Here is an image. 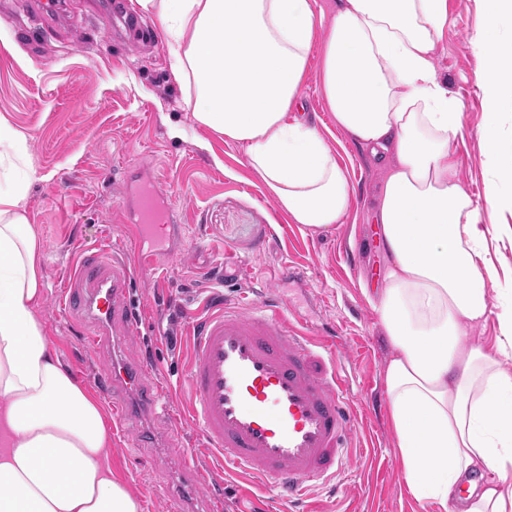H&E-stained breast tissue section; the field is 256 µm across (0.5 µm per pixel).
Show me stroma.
I'll use <instances>...</instances> for the list:
<instances>
[{
	"label": "stroma",
	"instance_id": "stroma-1",
	"mask_svg": "<svg viewBox=\"0 0 512 512\" xmlns=\"http://www.w3.org/2000/svg\"><path fill=\"white\" fill-rule=\"evenodd\" d=\"M110 2L64 0L60 12L41 16L33 0H0V27L9 33L0 40V118L27 136L35 158L27 212L42 244L40 316L59 362L78 372L107 413L112 405L96 380L116 361L151 364L152 380L167 396V415L133 419L146 437L143 446L133 447L128 434L113 428V471L139 497L143 512H174L162 490L178 482L181 469L165 442L170 436L189 446L197 442L183 419L191 345L186 314L211 293L232 299L239 288H254L283 297L314 335L335 336L351 379L354 446L337 485L314 489L317 512H444L439 503L415 499L404 481L382 381L388 346L361 288L384 264L371 226L383 173L328 111L318 49L310 51L304 113L347 169L356 195L342 224L314 231L291 223L266 196L245 164L242 145L201 127L185 139L169 137L168 124L193 126L183 107L190 89L171 73L155 18L138 16L141 27L155 30L152 41L129 47L115 41ZM484 15V0H448V28L434 55L463 106L465 135L454 155L460 180L477 199L488 167L485 104L476 83L483 63L472 36ZM139 166L157 170L161 185L171 189L186 228V251L156 274L133 275L129 294L140 308L138 333L92 354L83 345L80 321L61 308L60 293L79 249L133 252L123 199L125 178ZM482 218L497 227L488 241L495 276L511 283L512 208L486 210ZM228 251L243 268L241 282L224 279ZM194 470L195 482L182 489L189 512H289L274 490L220 469L214 457L198 456Z\"/></svg>",
	"mask_w": 512,
	"mask_h": 512
}]
</instances>
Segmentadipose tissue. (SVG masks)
I'll use <instances>...</instances> for the list:
<instances>
[{
  "label": "adipose tissue",
  "instance_id": "obj_1",
  "mask_svg": "<svg viewBox=\"0 0 512 512\" xmlns=\"http://www.w3.org/2000/svg\"><path fill=\"white\" fill-rule=\"evenodd\" d=\"M159 21L196 125L240 143L247 166L292 223L327 230L354 187L324 138L294 117L312 45L337 126L385 172L373 211L385 266L364 296L390 346L383 372L404 477L419 500L457 512H512V285L488 257L482 208L512 203L498 165V118L512 99V39L493 29L512 0H485L472 39L483 61V200L457 177L460 102L433 63L447 0H135ZM326 26L315 43L318 26ZM35 173L26 136L0 121V512H142L108 463L100 403L64 369L37 315L42 245L28 222ZM496 316L494 347L473 330Z\"/></svg>",
  "mask_w": 512,
  "mask_h": 512
}]
</instances>
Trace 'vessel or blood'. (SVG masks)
<instances>
[{
  "instance_id": "b4317fda",
  "label": "vessel or blood",
  "mask_w": 512,
  "mask_h": 512,
  "mask_svg": "<svg viewBox=\"0 0 512 512\" xmlns=\"http://www.w3.org/2000/svg\"><path fill=\"white\" fill-rule=\"evenodd\" d=\"M157 188L135 190L132 261L81 251L61 306L87 317L84 344L96 349L138 328L125 300L132 272L157 273L158 243L178 249L185 236L174 206ZM188 420L198 449L237 475L272 483L279 500L304 501L344 470L356 415L332 340L310 336L282 298L253 294L234 305L210 297L205 314H189ZM150 368L118 363L99 383L119 418L162 406L159 387L143 386Z\"/></svg>"
}]
</instances>
